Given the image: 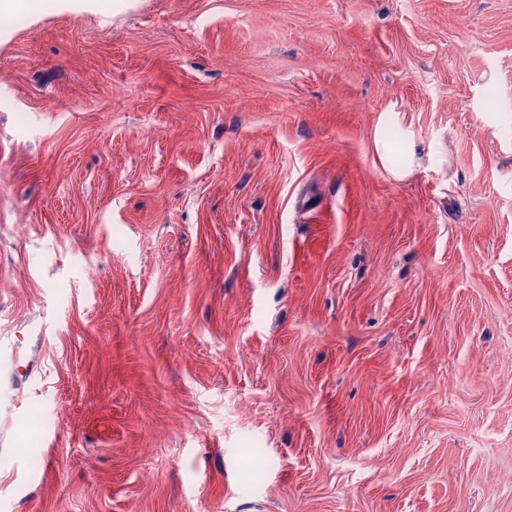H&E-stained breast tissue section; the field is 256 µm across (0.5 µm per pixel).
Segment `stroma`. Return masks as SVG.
Segmentation results:
<instances>
[{"mask_svg":"<svg viewBox=\"0 0 512 512\" xmlns=\"http://www.w3.org/2000/svg\"><path fill=\"white\" fill-rule=\"evenodd\" d=\"M15 9L0 512H512V0Z\"/></svg>","mask_w":512,"mask_h":512,"instance_id":"stroma-1","label":"stroma"}]
</instances>
